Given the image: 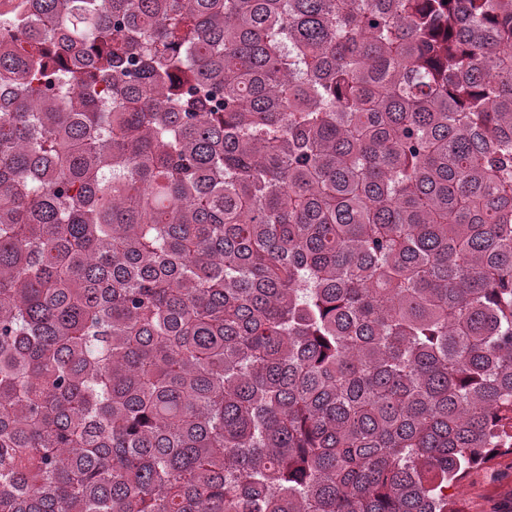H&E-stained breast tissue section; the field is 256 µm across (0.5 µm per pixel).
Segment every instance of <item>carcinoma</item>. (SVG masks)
Here are the masks:
<instances>
[{
  "instance_id": "cac0c4a2",
  "label": "carcinoma",
  "mask_w": 512,
  "mask_h": 512,
  "mask_svg": "<svg viewBox=\"0 0 512 512\" xmlns=\"http://www.w3.org/2000/svg\"><path fill=\"white\" fill-rule=\"evenodd\" d=\"M512 455V0H0V512H462Z\"/></svg>"
}]
</instances>
